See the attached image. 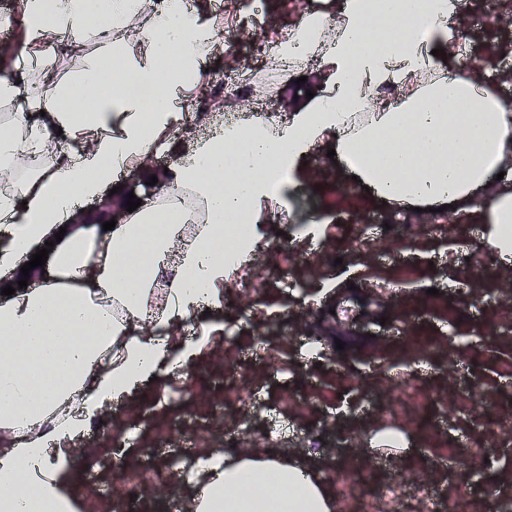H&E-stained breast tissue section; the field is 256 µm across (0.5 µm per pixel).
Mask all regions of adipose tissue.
Returning a JSON list of instances; mask_svg holds the SVG:
<instances>
[{
  "label": "adipose tissue",
  "instance_id": "ef3b65f1",
  "mask_svg": "<svg viewBox=\"0 0 512 512\" xmlns=\"http://www.w3.org/2000/svg\"><path fill=\"white\" fill-rule=\"evenodd\" d=\"M460 0H340L335 33L306 14L279 56L321 53L326 90L288 116L255 117L186 143L162 194L170 208L139 206L114 229L69 227L120 173L166 146L193 89L206 77L217 31L199 9L118 0H22L24 65L0 70V173L32 153L38 164L0 192V272L18 270L49 235L63 238L33 283L0 295V512H76L75 444L113 403L152 377L194 364L223 323H196L220 307L224 281L254 253V236L224 247L225 219L255 226L257 203L278 200L315 147L334 149L348 175L378 201L443 208L484 225L489 243L512 256V106L484 77L437 50L465 37ZM148 16L143 27L129 20ZM423 35L412 34L415 24ZM95 41V61L71 81L29 92L25 66L60 40ZM151 88L144 115L129 83ZM396 86L395 101L381 90ZM92 86L91 107H75ZM194 338L176 341L178 328ZM191 512H335L318 470L297 456L218 451L198 458Z\"/></svg>",
  "mask_w": 512,
  "mask_h": 512
}]
</instances>
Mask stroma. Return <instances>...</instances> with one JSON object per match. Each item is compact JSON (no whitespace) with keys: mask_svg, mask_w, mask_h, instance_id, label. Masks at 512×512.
I'll return each mask as SVG.
<instances>
[{"mask_svg":"<svg viewBox=\"0 0 512 512\" xmlns=\"http://www.w3.org/2000/svg\"><path fill=\"white\" fill-rule=\"evenodd\" d=\"M231 53L211 69L251 70L238 123L276 111L277 97L325 87L321 56L305 84L262 69L261 37L287 35L308 12L335 17L337 0H221ZM466 68L512 105V0H463ZM41 81L65 82L95 58L49 47ZM215 117L179 122L154 163L175 167L187 140ZM289 217L257 227L249 263L224 282L223 333L188 369L112 405L76 449L84 512H189L176 478L203 453L304 455L336 497V512H491L512 491V266L467 218L396 210L353 186L322 149L305 159ZM346 336L337 348L333 336ZM241 384L231 385L229 370ZM418 398L393 407L404 376Z\"/></svg>","mask_w":512,"mask_h":512,"instance_id":"1","label":"stroma"}]
</instances>
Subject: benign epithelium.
<instances>
[{
	"mask_svg": "<svg viewBox=\"0 0 512 512\" xmlns=\"http://www.w3.org/2000/svg\"><path fill=\"white\" fill-rule=\"evenodd\" d=\"M152 174L157 176V184L153 186L146 185L148 178L144 176L124 181L121 183V186H123L121 191L111 196L106 194L90 207L77 211L71 218L70 223L101 224L111 219L116 220L118 224L127 223L129 218L126 206L128 193H134L136 198L146 203L156 198L167 181L168 174L164 173V168L160 166L152 167Z\"/></svg>",
	"mask_w": 512,
	"mask_h": 512,
	"instance_id": "1",
	"label": "benign epithelium"
}]
</instances>
